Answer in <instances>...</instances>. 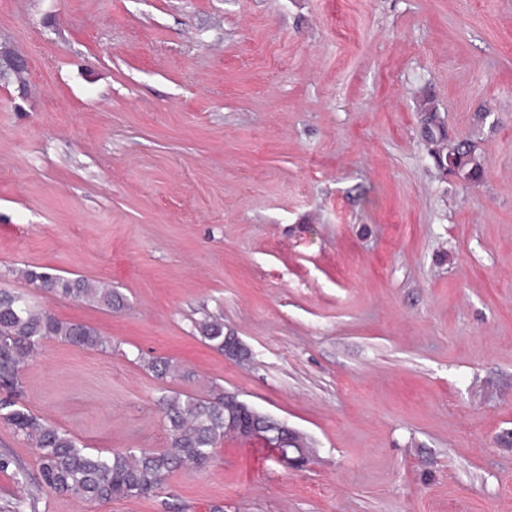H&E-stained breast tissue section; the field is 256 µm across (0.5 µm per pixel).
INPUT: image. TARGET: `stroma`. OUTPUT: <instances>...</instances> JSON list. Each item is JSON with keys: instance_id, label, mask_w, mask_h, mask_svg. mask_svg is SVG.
Instances as JSON below:
<instances>
[{"instance_id": "1", "label": "stroma", "mask_w": 512, "mask_h": 512, "mask_svg": "<svg viewBox=\"0 0 512 512\" xmlns=\"http://www.w3.org/2000/svg\"><path fill=\"white\" fill-rule=\"evenodd\" d=\"M0 43L29 63L0 85V288L112 339L46 340L22 405L94 451L159 450L162 391L216 383L316 445L290 469L228 437L151 497L87 505L36 491L0 425L28 472L0 473V512H512V0H0ZM424 95L482 181L437 169ZM18 275L38 290L63 298L89 301L109 312L120 311L126 305L125 298L115 289L100 288L82 276L66 277L45 268L21 269ZM201 339L224 354V357L236 362L245 360L248 351L237 336H225L224 324L212 321L200 324Z\"/></svg>"}]
</instances>
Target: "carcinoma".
<instances>
[{"label":"carcinoma","instance_id":"cac0c4a2","mask_svg":"<svg viewBox=\"0 0 512 512\" xmlns=\"http://www.w3.org/2000/svg\"><path fill=\"white\" fill-rule=\"evenodd\" d=\"M420 110L429 113L427 138L431 155L441 170H451L468 182L483 179L485 155L469 139H448L442 131L438 108L423 97ZM19 277L46 293L89 301L117 312L125 298L112 288H100L82 276L66 277L43 268H25ZM201 339L224 351V324H200ZM112 350V339L79 323L59 320L19 291L0 288V423L11 428L37 451V491L44 489L84 503L106 504L117 499L152 496L171 472L186 465L203 467L214 448L243 423L258 418L240 410L230 392L214 385L203 396L166 391L158 406L167 421L168 446L154 451L128 448L109 455L94 454L80 446L67 430L29 411L21 404V374L44 341ZM159 379L173 378L177 369L163 358L142 360Z\"/></svg>","mask_w":512,"mask_h":512}]
</instances>
